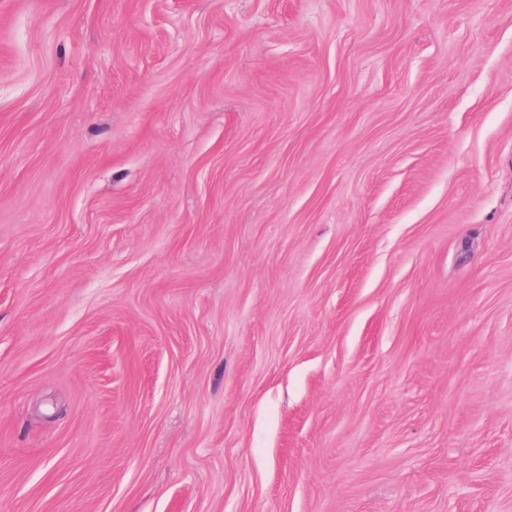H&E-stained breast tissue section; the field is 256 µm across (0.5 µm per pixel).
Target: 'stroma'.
I'll return each instance as SVG.
<instances>
[{
	"instance_id": "35a3bbf8",
	"label": "stroma",
	"mask_w": 512,
	"mask_h": 512,
	"mask_svg": "<svg viewBox=\"0 0 512 512\" xmlns=\"http://www.w3.org/2000/svg\"><path fill=\"white\" fill-rule=\"evenodd\" d=\"M0 512H512V0H0Z\"/></svg>"
}]
</instances>
